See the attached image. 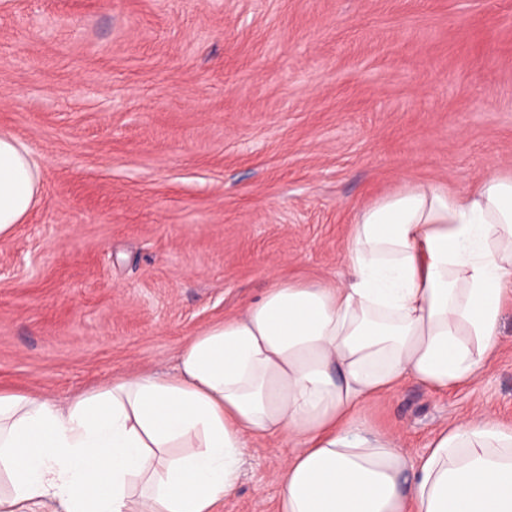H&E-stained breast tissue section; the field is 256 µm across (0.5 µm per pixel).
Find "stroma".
<instances>
[{"label": "stroma", "mask_w": 512, "mask_h": 512, "mask_svg": "<svg viewBox=\"0 0 512 512\" xmlns=\"http://www.w3.org/2000/svg\"><path fill=\"white\" fill-rule=\"evenodd\" d=\"M0 130L42 195L0 241V388L57 400L173 370L276 278L340 282L364 207L512 177V0H0ZM410 460L512 426V308L448 394L368 402ZM288 441L219 512H275Z\"/></svg>", "instance_id": "stroma-1"}]
</instances>
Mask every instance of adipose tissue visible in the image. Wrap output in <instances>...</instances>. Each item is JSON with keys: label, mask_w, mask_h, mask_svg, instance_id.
Listing matches in <instances>:
<instances>
[{"label": "adipose tissue", "mask_w": 512, "mask_h": 512, "mask_svg": "<svg viewBox=\"0 0 512 512\" xmlns=\"http://www.w3.org/2000/svg\"><path fill=\"white\" fill-rule=\"evenodd\" d=\"M41 194L0 131V238ZM340 283L277 279L181 348L61 402L0 391V512H216L247 448L285 438L277 512H512V427L465 420L410 462L360 416L413 380L447 393L494 354L512 302V179L416 184L366 207Z\"/></svg>", "instance_id": "adipose-tissue-1"}]
</instances>
